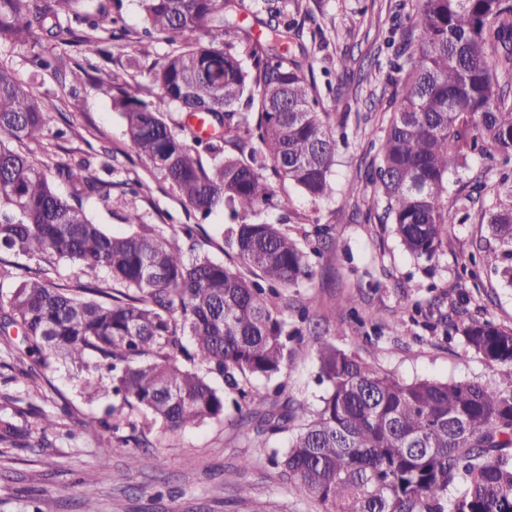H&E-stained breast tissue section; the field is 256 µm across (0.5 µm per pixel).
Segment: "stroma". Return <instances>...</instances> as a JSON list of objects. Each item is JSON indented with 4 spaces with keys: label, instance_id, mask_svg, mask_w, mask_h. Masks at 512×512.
Masks as SVG:
<instances>
[{
    "label": "stroma",
    "instance_id": "obj_1",
    "mask_svg": "<svg viewBox=\"0 0 512 512\" xmlns=\"http://www.w3.org/2000/svg\"><path fill=\"white\" fill-rule=\"evenodd\" d=\"M419 0H299L298 21L305 31L322 29L323 47L314 51V80L323 103L343 121L346 137L338 141L333 167L335 194L312 204L294 186L277 182L268 209L272 217L287 215L288 231L297 239H314L317 227L329 228L327 249L315 264L312 280L276 298L283 318L294 319L306 299L318 312L307 335L308 351L288 371L290 397L318 405L326 386L318 377L315 348L327 336L337 348L394 377L412 382L436 378L497 386L503 366L488 362L464 341L458 323L478 317L512 327V288L490 272L472 280L464 265L476 251L487 227L482 205L491 197L492 174L502 159L497 153L473 156L468 166L449 174L448 206L473 197L465 223L448 227V240L436 263L417 261L400 246L389 224L367 219L373 188L365 172L378 155L377 143L392 88L381 66L386 62L384 38L394 26L406 25L405 12ZM124 35L112 42V60L104 62L93 46L60 41L51 51L60 57L58 70L33 72L23 46L0 45V63L12 68L36 95L58 106L50 121L52 133L34 147L35 159L46 169L56 164L90 161L104 180H139L143 193L136 204L146 223L166 233L200 225L196 250L233 268L240 259L224 244L232 224L218 211L201 220L171 185L132 149L122 121L112 108L108 90L112 71L124 73L131 88L154 95L150 72L170 47L144 34L136 0H122ZM347 60L356 80L342 91L328 89V76ZM67 132L55 138V129ZM355 310L343 307L346 296ZM13 361L0 344V415L35 406L53 426L43 448L9 450L0 455V512H84L78 492L90 485L97 512H322L321 505L299 489L281 467L269 460L272 449H286L290 433L255 435L241 425L234 404L213 419L174 434L161 433L151 418L135 410L132 420L148 439L139 470L113 456L101 465L102 442L111 431L99 425L111 396L82 388L73 369L59 367L48 381L33 385L12 369Z\"/></svg>",
    "mask_w": 512,
    "mask_h": 512
}]
</instances>
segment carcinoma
Instances as JSON below:
<instances>
[{
	"instance_id": "carcinoma-1",
	"label": "carcinoma",
	"mask_w": 512,
	"mask_h": 512,
	"mask_svg": "<svg viewBox=\"0 0 512 512\" xmlns=\"http://www.w3.org/2000/svg\"><path fill=\"white\" fill-rule=\"evenodd\" d=\"M112 0H0V43L35 48L36 70L51 67L44 45L69 40L112 59L115 32L101 22ZM145 33L178 49L150 72L154 99L109 80L112 106L135 153L204 217L226 210L236 223L227 241L249 270L183 248L127 209L125 235L103 231L84 202L111 201L112 182L82 161L48 175L9 142L42 144L58 110L0 64V253L28 260L0 269V336L15 330L17 372L32 384L57 364L86 372V387L120 400L108 416L140 409L164 432L225 413L224 393L240 394L242 420L258 434L291 433L276 464L325 512H512V373L502 386L423 379L411 383L324 340L319 377L328 390L313 408L283 404L251 387L280 378L295 357L299 328L276 315L263 283L296 288L314 276L319 246H301L286 221L264 215L275 195L270 171L313 202L329 197L336 113L320 103L304 26L286 0H253L264 35L238 20L242 0H137ZM408 36L387 40L394 86L369 211L392 224L414 258L431 262L448 225V174L475 151L512 160V3L420 0ZM174 108L203 120L207 135L172 126ZM70 186L60 195L55 182ZM485 265L512 286V175L502 176L483 208ZM112 279L58 285L54 261ZM11 280L9 291L3 282ZM466 344L490 363L512 367V328L487 319L462 324ZM131 435L103 446L144 466ZM33 432L0 416V446L32 447Z\"/></svg>"
}]
</instances>
